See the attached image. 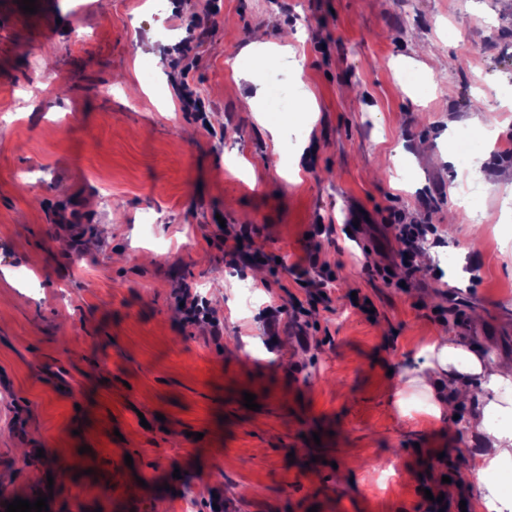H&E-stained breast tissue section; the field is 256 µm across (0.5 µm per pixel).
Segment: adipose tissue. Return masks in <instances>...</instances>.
Returning <instances> with one entry per match:
<instances>
[{
    "label": "adipose tissue",
    "instance_id": "1",
    "mask_svg": "<svg viewBox=\"0 0 512 512\" xmlns=\"http://www.w3.org/2000/svg\"><path fill=\"white\" fill-rule=\"evenodd\" d=\"M433 362L430 372L417 371L409 378L412 387L438 385L446 394L445 402L436 404L435 418L445 416L450 405L464 401L470 404L468 426L476 432L484 448L480 460L471 469V477L483 487L476 500V512H495L499 495L489 476L504 460H512V431L486 426L488 413L501 404L512 407V361L485 360L472 352L459 339L443 336L429 348Z\"/></svg>",
    "mask_w": 512,
    "mask_h": 512
}]
</instances>
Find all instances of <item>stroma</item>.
<instances>
[{
	"mask_svg": "<svg viewBox=\"0 0 512 512\" xmlns=\"http://www.w3.org/2000/svg\"><path fill=\"white\" fill-rule=\"evenodd\" d=\"M7 2L0 497L46 492L49 512H428L419 486L445 491L456 465V497L478 498L469 405L435 420L404 382L440 336L512 359L504 0H112L107 15L96 0L41 15ZM258 31L296 65L255 70L243 49ZM46 73L59 85L31 97ZM273 80L315 111H273ZM463 129L482 174L469 184ZM382 155L397 163L378 178ZM283 158L286 185L269 176ZM394 213L435 227L438 254L412 275ZM244 226L250 260L234 265L220 240ZM311 251L335 275L314 306L291 270ZM185 283L213 322L185 320Z\"/></svg>",
	"mask_w": 512,
	"mask_h": 512,
	"instance_id": "1",
	"label": "stroma"
}]
</instances>
